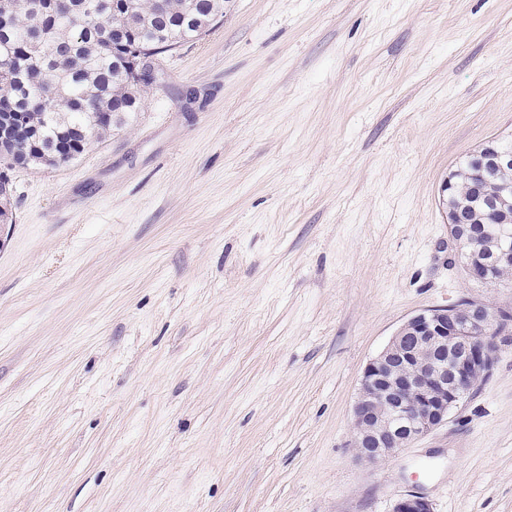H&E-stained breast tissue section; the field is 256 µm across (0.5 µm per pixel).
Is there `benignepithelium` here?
I'll use <instances>...</instances> for the list:
<instances>
[{
    "label": "benign epithelium",
    "mask_w": 512,
    "mask_h": 512,
    "mask_svg": "<svg viewBox=\"0 0 512 512\" xmlns=\"http://www.w3.org/2000/svg\"><path fill=\"white\" fill-rule=\"evenodd\" d=\"M156 57H140L133 72L154 85ZM476 158L481 165L512 167V154L489 141ZM484 217L512 233V187L484 203ZM453 258L468 278L486 283L490 263L512 266V246L490 248L463 219L448 225ZM512 330V309L466 300L458 305L423 310L408 318L386 348L365 367L353 406L352 447L368 463L388 460L415 439L448 421V413L489 376L501 348V335ZM391 512H433L428 500L410 494L395 501Z\"/></svg>",
    "instance_id": "benign-epithelium-1"
}]
</instances>
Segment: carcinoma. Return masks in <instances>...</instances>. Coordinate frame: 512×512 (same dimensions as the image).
<instances>
[{"instance_id":"cac0c4a2","label":"carcinoma","mask_w":512,"mask_h":512,"mask_svg":"<svg viewBox=\"0 0 512 512\" xmlns=\"http://www.w3.org/2000/svg\"><path fill=\"white\" fill-rule=\"evenodd\" d=\"M216 20L224 0H12L11 20L0 25V116L21 129L36 125L39 137L17 135L20 153L56 144L82 154L99 139L100 113L115 110V126L142 111V89L128 64L205 35L195 15ZM475 158L449 178L458 185L452 202L471 204ZM11 169L0 172V216L13 218ZM482 237L502 240L499 226L480 220Z\"/></svg>"}]
</instances>
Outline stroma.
<instances>
[{
	"instance_id": "obj_1",
	"label": "stroma",
	"mask_w": 512,
	"mask_h": 512,
	"mask_svg": "<svg viewBox=\"0 0 512 512\" xmlns=\"http://www.w3.org/2000/svg\"><path fill=\"white\" fill-rule=\"evenodd\" d=\"M145 108L0 224V512H512V343L371 464L366 364L412 315L512 307L441 187L512 138V0H226ZM465 221L460 213H457L453 224H448L449 238L453 245V258L450 263L460 261L471 281L485 284V268L490 263L507 264L512 266V246L503 247L497 245L490 248L479 243L480 235ZM512 276V268L490 265L486 269L488 284L495 285Z\"/></svg>"
}]
</instances>
